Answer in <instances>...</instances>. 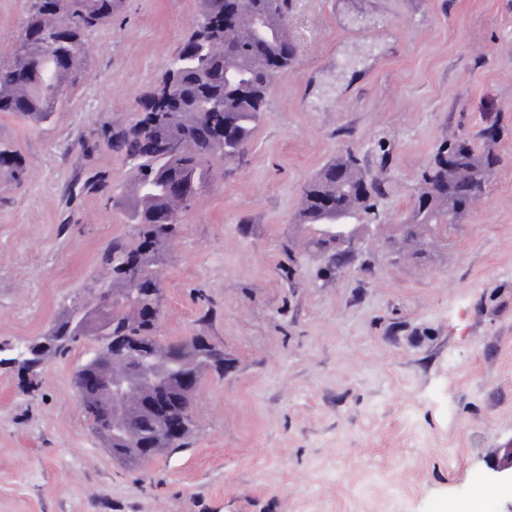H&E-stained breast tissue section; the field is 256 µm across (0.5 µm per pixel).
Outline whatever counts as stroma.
Here are the masks:
<instances>
[{
	"instance_id": "obj_1",
	"label": "stroma",
	"mask_w": 512,
	"mask_h": 512,
	"mask_svg": "<svg viewBox=\"0 0 512 512\" xmlns=\"http://www.w3.org/2000/svg\"><path fill=\"white\" fill-rule=\"evenodd\" d=\"M198 0H122L46 123L0 112V348L95 310L100 256L132 238L130 179L101 126L132 123ZM293 68L241 158L185 212L161 267L164 339L223 373L189 445L130 469L72 383L94 338L37 378L0 364V512H512L486 457L512 440V0H290ZM470 134L494 155L473 207L405 242L419 175ZM353 151L382 182L377 231L332 266L304 185Z\"/></svg>"
}]
</instances>
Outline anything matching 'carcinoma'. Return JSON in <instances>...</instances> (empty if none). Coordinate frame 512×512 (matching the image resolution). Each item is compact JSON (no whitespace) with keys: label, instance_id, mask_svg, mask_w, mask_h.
I'll list each match as a JSON object with an SVG mask.
<instances>
[{"label":"carcinoma","instance_id":"cac0c4a2","mask_svg":"<svg viewBox=\"0 0 512 512\" xmlns=\"http://www.w3.org/2000/svg\"><path fill=\"white\" fill-rule=\"evenodd\" d=\"M226 0H199L191 36L203 38V52L196 58H172L179 69L177 102L163 112H142L128 127L101 136L112 151L129 166L132 177L125 190L112 197V204L125 210L137 235L156 246L161 254L176 236L179 216L196 202L209 184L218 159H236L244 154L253 133L267 111V89L278 73L266 70L260 60L265 51H278L288 43V0H239L234 22L222 30L205 28L207 18L224 11ZM120 0H60V11H45L31 0L10 59L0 63V112H17L35 124L50 117L64 89L79 73L83 38L87 32L108 23ZM268 14L269 25L259 26L254 15ZM336 167L331 162L302 190L300 219L305 224L328 221L321 209L325 196L336 195ZM22 173L17 151L0 148V173ZM486 181V166L476 151L457 158L448 169V156L437 152L421 173L420 183L432 194L430 207L415 211L408 237L426 224L456 223L458 214L448 210V200L466 187L477 197ZM370 199L342 195L340 206L349 214L369 216L377 206L380 188L369 183ZM130 241L115 238L102 260L112 286L98 302L121 298L134 287L137 276L123 266ZM163 307H157L152 322L134 321L121 307L112 308L108 335L147 336L154 344L149 361H117L120 377L129 382L128 403L133 405L151 383L170 385L179 376L224 372V352L207 348L203 336L166 342L160 336Z\"/></svg>","mask_w":512,"mask_h":512}]
</instances>
